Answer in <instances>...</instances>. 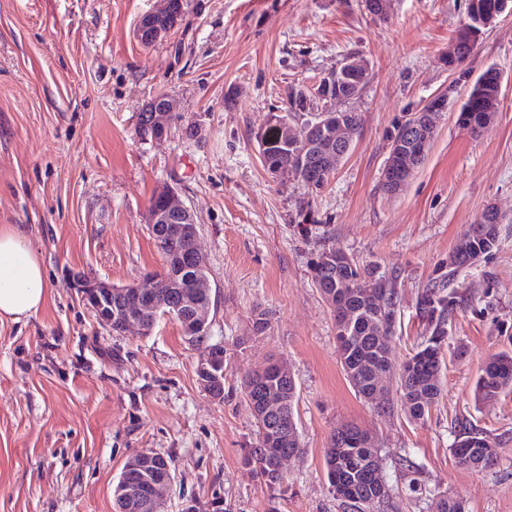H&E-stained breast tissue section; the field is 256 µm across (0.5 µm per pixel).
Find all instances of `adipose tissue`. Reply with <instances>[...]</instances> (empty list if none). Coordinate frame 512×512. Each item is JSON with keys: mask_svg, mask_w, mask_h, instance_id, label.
<instances>
[{"mask_svg": "<svg viewBox=\"0 0 512 512\" xmlns=\"http://www.w3.org/2000/svg\"><path fill=\"white\" fill-rule=\"evenodd\" d=\"M51 285L25 234L0 225V324L17 322L45 306Z\"/></svg>", "mask_w": 512, "mask_h": 512, "instance_id": "adipose-tissue-1", "label": "adipose tissue"}]
</instances>
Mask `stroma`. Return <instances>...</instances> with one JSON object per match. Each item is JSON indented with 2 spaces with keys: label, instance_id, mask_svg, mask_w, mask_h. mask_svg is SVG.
<instances>
[{
  "label": "stroma",
  "instance_id": "stroma-1",
  "mask_svg": "<svg viewBox=\"0 0 512 512\" xmlns=\"http://www.w3.org/2000/svg\"><path fill=\"white\" fill-rule=\"evenodd\" d=\"M161 3L0 0V224L24 229L52 286L36 315L0 324V512H113L123 466L144 449L173 463L163 512L188 502L196 512H342L324 451L347 423L373 435L391 487L389 504L365 512H433L440 492L465 512H512V392L474 398L485 362L512 350V14L451 67L466 0H389L381 16L365 0H184L179 27L144 46L137 25ZM354 55L368 61L370 81L344 104L361 123L327 186L312 194L271 177L257 130L284 109L289 87L311 86ZM491 65L504 77L500 102L474 135L456 119ZM160 93L179 120L167 140L139 141L137 114ZM438 94L447 108L423 163L388 193L395 126ZM164 188L198 225L215 296L205 342L224 347L220 400L200 385V351L175 320L122 336L67 285L71 269L115 286L162 271L148 205ZM490 206L504 217L497 248L446 272ZM331 246L397 274L391 395L425 334L422 288L444 274L459 291L441 395L424 419L382 413L349 384L308 266ZM260 311L267 327L257 334ZM272 358L296 382L304 453L269 485L245 463L259 436L241 381ZM465 423L498 442L496 465L457 464ZM403 456L415 475L399 470Z\"/></svg>",
  "mask_w": 512,
  "mask_h": 512
}]
</instances>
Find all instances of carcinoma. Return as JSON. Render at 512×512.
<instances>
[{
	"label": "carcinoma",
	"instance_id": "1",
	"mask_svg": "<svg viewBox=\"0 0 512 512\" xmlns=\"http://www.w3.org/2000/svg\"><path fill=\"white\" fill-rule=\"evenodd\" d=\"M500 2L467 0L466 20L455 31L453 52L446 59V64L453 66L472 54L480 36L499 18ZM352 60L358 74L355 79L343 81L336 87L338 100L355 95L365 86L362 82V74L367 71L364 60L358 56ZM494 70L495 67L489 66L477 78L459 112L461 120L458 124L474 134L486 127L495 112L499 93ZM304 94L301 88L288 87L285 120L267 132L269 147L261 164L271 161L284 173L295 177L299 168L291 164V156L294 155L306 166H318L325 185L348 154L336 146L331 134L332 123L339 117L356 131L360 120L355 112L340 111L338 117L331 118V123L322 127L314 121L309 131L298 133V123L294 118L299 116L297 107ZM285 143L290 150L283 154L281 147ZM500 223L501 214L492 207L487 208L480 221L473 225L472 233L457 249L462 260L456 263V267L467 266L468 259L476 252L484 257L490 254L498 244ZM329 266L331 274L319 279L315 277L313 282L334 313L343 371L355 392L368 400L377 372L385 370L392 362L395 325L385 321L379 301L383 300L385 306L395 308L399 304L398 293L393 280L376 275L375 268L369 265L364 266L355 260L345 264L334 258ZM189 275L207 277L206 262L195 263L187 269L178 257L170 256L164 270L149 275V278L162 279L166 287L158 289V292L165 297L170 290L179 288ZM457 299L458 291L448 289L446 278L439 287L429 286L420 294L418 309L426 322L427 336L423 337L419 350L405 361L399 372V399L415 420L428 415L440 396L448 319ZM261 384L268 389H281L288 396V407L281 415V426L287 431L286 439L266 448H251L246 456L257 476L273 485L281 479L277 466L279 457L284 454L296 457L303 453L294 412L297 390L294 379L284 380L273 369L263 373ZM241 387L251 414H257L259 404L256 402L257 390L252 388V374L245 375ZM507 391H512V354L504 352L486 361L475 382L474 392L478 400L490 401ZM453 456L462 466L487 469L495 465L498 448L484 432L464 427L456 436ZM325 462L330 489L345 512H363L364 500L375 496L381 485L386 483L380 449L365 444L355 433L345 439L340 437L339 430H333Z\"/></svg>",
	"mask_w": 512,
	"mask_h": 512
}]
</instances>
